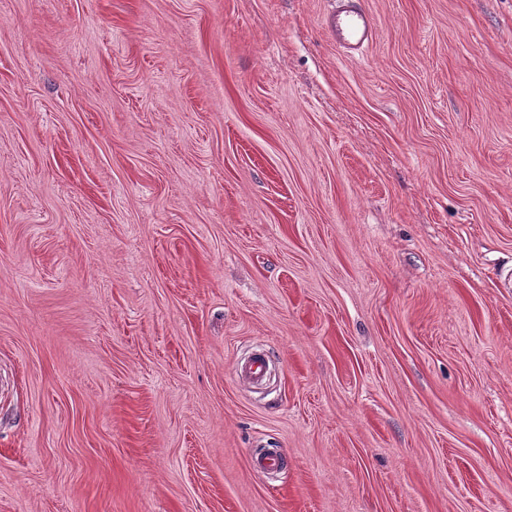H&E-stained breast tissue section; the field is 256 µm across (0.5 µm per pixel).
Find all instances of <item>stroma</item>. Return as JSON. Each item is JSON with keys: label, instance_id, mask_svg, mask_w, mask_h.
Segmentation results:
<instances>
[{"label": "stroma", "instance_id": "stroma-1", "mask_svg": "<svg viewBox=\"0 0 512 512\" xmlns=\"http://www.w3.org/2000/svg\"><path fill=\"white\" fill-rule=\"evenodd\" d=\"M361 3L0 0V512H512V0ZM338 5L326 18V27L336 45L347 55L362 53L376 38L377 27L371 15L351 1L336 0Z\"/></svg>", "mask_w": 512, "mask_h": 512}]
</instances>
